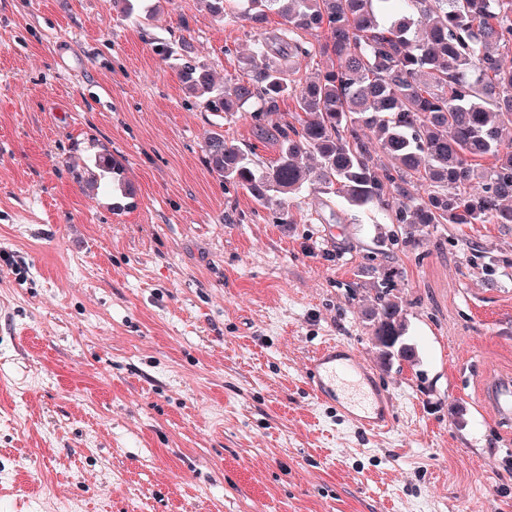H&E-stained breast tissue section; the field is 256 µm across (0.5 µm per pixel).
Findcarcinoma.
Segmentation results:
<instances>
[{
	"label": "carcinoma",
	"instance_id": "1",
	"mask_svg": "<svg viewBox=\"0 0 512 512\" xmlns=\"http://www.w3.org/2000/svg\"><path fill=\"white\" fill-rule=\"evenodd\" d=\"M213 12L261 21L282 19L271 38L257 39L247 76L215 92L205 65L179 45V75L190 96L234 116L251 105L256 139L279 144V157L259 169L221 133L206 145L224 186L242 188L262 207L280 208L307 185L329 202L377 207L403 225L404 246L432 224H512V0H211ZM331 65L297 88L299 58ZM291 97V120L267 128L263 118ZM392 160L379 164L364 130ZM99 177L119 172L110 154L94 162ZM427 191V197L420 190ZM397 272L385 265L371 310L373 338L384 360L410 361L404 309L389 298Z\"/></svg>",
	"mask_w": 512,
	"mask_h": 512
}]
</instances>
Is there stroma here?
<instances>
[{
    "instance_id": "stroma-1",
    "label": "stroma",
    "mask_w": 512,
    "mask_h": 512,
    "mask_svg": "<svg viewBox=\"0 0 512 512\" xmlns=\"http://www.w3.org/2000/svg\"><path fill=\"white\" fill-rule=\"evenodd\" d=\"M0 0V512H512V224H437L388 252L385 213L303 198L293 223L225 190L215 132L276 142L189 97L157 43L216 86L256 22L209 0ZM126 191L89 187L98 154ZM399 268L413 360L382 363L370 257ZM365 362L373 435L312 393L321 345ZM485 397L502 417H512V379L505 377L490 385Z\"/></svg>"
}]
</instances>
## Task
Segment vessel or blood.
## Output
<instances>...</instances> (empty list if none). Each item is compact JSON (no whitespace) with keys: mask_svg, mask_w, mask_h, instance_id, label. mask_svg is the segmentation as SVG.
I'll use <instances>...</instances> for the list:
<instances>
[{"mask_svg":"<svg viewBox=\"0 0 512 512\" xmlns=\"http://www.w3.org/2000/svg\"><path fill=\"white\" fill-rule=\"evenodd\" d=\"M310 371L317 390L330 393L341 410L372 431H381L389 422L377 414L376 391L363 365L352 353L322 346ZM485 397L500 416L512 417V379L505 377L490 385Z\"/></svg>","mask_w":512,"mask_h":512,"instance_id":"obj_1","label":"vessel or blood"}]
</instances>
